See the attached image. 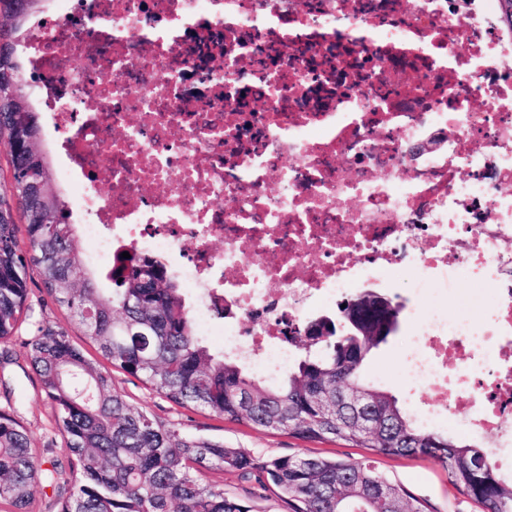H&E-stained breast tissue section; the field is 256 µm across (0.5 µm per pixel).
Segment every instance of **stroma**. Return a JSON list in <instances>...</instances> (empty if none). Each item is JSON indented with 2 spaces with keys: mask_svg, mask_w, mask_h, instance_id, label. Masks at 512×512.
Segmentation results:
<instances>
[{
  "mask_svg": "<svg viewBox=\"0 0 512 512\" xmlns=\"http://www.w3.org/2000/svg\"><path fill=\"white\" fill-rule=\"evenodd\" d=\"M28 311L15 335L0 343V411L9 413L29 431L43 464L67 463L63 439L41 382L25 357L23 343L37 328L50 327L66 332L89 358H97L94 345L83 329L60 309L47 294L39 278L28 281ZM416 328L408 315H401L398 331L375 349L365 366V375L377 387L402 395L399 360L406 336ZM114 388L124 394L134 407L174 425L181 434L218 440L228 448H241L252 456L267 459L313 452L329 456L360 457L357 448L330 442H307L280 432H264L224 421L200 410L179 407L148 389L136 378L113 370ZM378 469L401 483L423 502L427 512H480L479 507L448 483L446 473L432 459L377 457ZM204 481L222 486L225 493L250 508L251 512H288L287 504L275 488H260L255 479L235 471L210 469Z\"/></svg>",
  "mask_w": 512,
  "mask_h": 512,
  "instance_id": "1",
  "label": "stroma"
}]
</instances>
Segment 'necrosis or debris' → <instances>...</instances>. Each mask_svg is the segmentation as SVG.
I'll return each mask as SVG.
<instances>
[{
	"mask_svg": "<svg viewBox=\"0 0 512 512\" xmlns=\"http://www.w3.org/2000/svg\"><path fill=\"white\" fill-rule=\"evenodd\" d=\"M498 0H81L25 67L54 128L75 230L111 276L162 261L225 352L273 380L288 336L359 284L437 287L400 374L407 395L509 445L512 36ZM494 298L447 313L461 282ZM230 306V320L214 312Z\"/></svg>",
	"mask_w": 512,
	"mask_h": 512,
	"instance_id": "necrosis-or-debris-1",
	"label": "necrosis or debris"
}]
</instances>
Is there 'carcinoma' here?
I'll use <instances>...</instances> for the list:
<instances>
[{
    "mask_svg": "<svg viewBox=\"0 0 512 512\" xmlns=\"http://www.w3.org/2000/svg\"><path fill=\"white\" fill-rule=\"evenodd\" d=\"M32 16L43 0H0V45L15 38L18 2ZM29 87L15 56L0 55V140L13 179L0 183V342L19 328L35 273L56 304L95 344L104 366L63 331L38 329L26 343L70 459L69 471L43 462L27 429L0 412V501L31 512L33 486L45 476L67 486L61 512H251L206 483L203 471H255L292 505V512H425L424 505L363 457L320 454L263 461L240 448L181 435L128 403L112 385V369L141 380L173 403L252 429L287 431L303 441L338 442L391 459L425 456L483 512H512V479L486 447L420 428L398 398L369 383L364 367L397 331L399 310L371 300L359 328L331 324L323 336L292 338L304 350L275 381L249 372L237 358L200 339L183 289L164 265L140 256L112 269V287H97L81 257L70 210L51 199L50 162L39 149L38 113L20 108ZM26 243L18 240L17 219ZM357 392L366 410L344 399Z\"/></svg>",
    "mask_w": 512,
    "mask_h": 512,
    "instance_id": "cac0c4a2",
    "label": "carcinoma"
}]
</instances>
